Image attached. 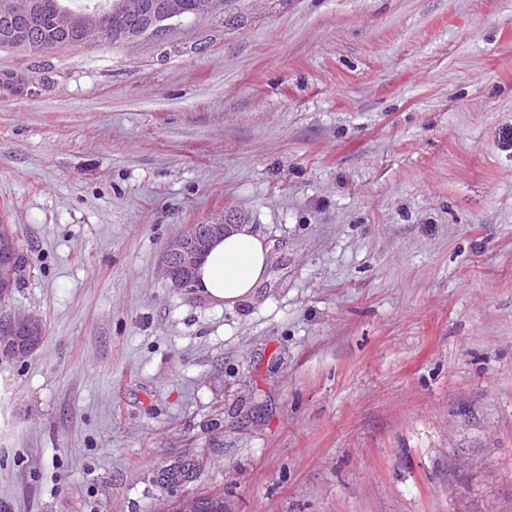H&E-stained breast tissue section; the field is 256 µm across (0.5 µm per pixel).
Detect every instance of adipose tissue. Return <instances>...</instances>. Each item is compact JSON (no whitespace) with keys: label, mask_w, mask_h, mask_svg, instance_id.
<instances>
[{"label":"adipose tissue","mask_w":512,"mask_h":512,"mask_svg":"<svg viewBox=\"0 0 512 512\" xmlns=\"http://www.w3.org/2000/svg\"><path fill=\"white\" fill-rule=\"evenodd\" d=\"M270 250L249 226L235 228L213 242L196 272L195 289L210 302L227 306L254 297L268 277Z\"/></svg>","instance_id":"obj_1"}]
</instances>
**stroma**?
<instances>
[{
  "mask_svg": "<svg viewBox=\"0 0 512 512\" xmlns=\"http://www.w3.org/2000/svg\"><path fill=\"white\" fill-rule=\"evenodd\" d=\"M7 77L45 335L0 357V512H512V0H224ZM218 220L271 246L231 307L160 270Z\"/></svg>",
  "mask_w": 512,
  "mask_h": 512,
  "instance_id": "obj_1",
  "label": "stroma"
}]
</instances>
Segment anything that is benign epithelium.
Wrapping results in <instances>:
<instances>
[{
	"label": "benign epithelium",
	"mask_w": 512,
	"mask_h": 512,
	"mask_svg": "<svg viewBox=\"0 0 512 512\" xmlns=\"http://www.w3.org/2000/svg\"><path fill=\"white\" fill-rule=\"evenodd\" d=\"M186 12L183 0H119L107 9H66L58 17V28L68 32L74 28H95L110 23L112 41L130 42L145 34L163 37L180 24ZM36 14L33 0H0V44L25 46L37 51L41 43L36 37ZM233 228L231 224H192L172 237L162 256L161 270L172 287L189 291L191 282L181 273L195 268L213 239ZM4 336L0 352L16 360H24L42 345L43 327L40 317L8 315L0 320Z\"/></svg>",
	"instance_id": "obj_1"
}]
</instances>
